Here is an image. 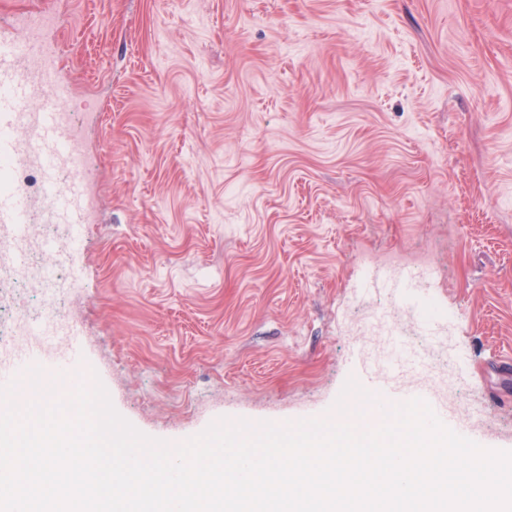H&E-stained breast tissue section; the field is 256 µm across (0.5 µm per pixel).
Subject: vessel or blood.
<instances>
[{"label":"vessel or blood","instance_id":"1","mask_svg":"<svg viewBox=\"0 0 512 512\" xmlns=\"http://www.w3.org/2000/svg\"><path fill=\"white\" fill-rule=\"evenodd\" d=\"M56 65V54L42 43L17 40L11 30L0 27V159H25L41 170V193L53 222L86 224L90 221L92 170L78 169L68 180L60 178L62 160L71 151L78 124L68 114V85L53 77ZM30 211L28 194L17 187L0 188L1 225L25 233ZM418 284V275L410 270L387 278L373 275L364 281L365 287L372 290L390 287L396 299L412 305L420 302L413 292ZM82 357V352L75 350L51 360L45 352L33 351L12 372L0 375V388L25 379L34 366L41 368L43 384L61 378L75 386L87 384L89 375L79 369Z\"/></svg>","mask_w":512,"mask_h":512}]
</instances>
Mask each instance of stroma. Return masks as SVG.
Listing matches in <instances>:
<instances>
[{"label": "stroma", "instance_id": "35a3bbf8", "mask_svg": "<svg viewBox=\"0 0 512 512\" xmlns=\"http://www.w3.org/2000/svg\"><path fill=\"white\" fill-rule=\"evenodd\" d=\"M43 11L87 125L95 223L65 306L143 434L335 418L354 363L512 450V0H0ZM436 251L431 334L360 283ZM437 369L392 368L378 307Z\"/></svg>", "mask_w": 512, "mask_h": 512}]
</instances>
